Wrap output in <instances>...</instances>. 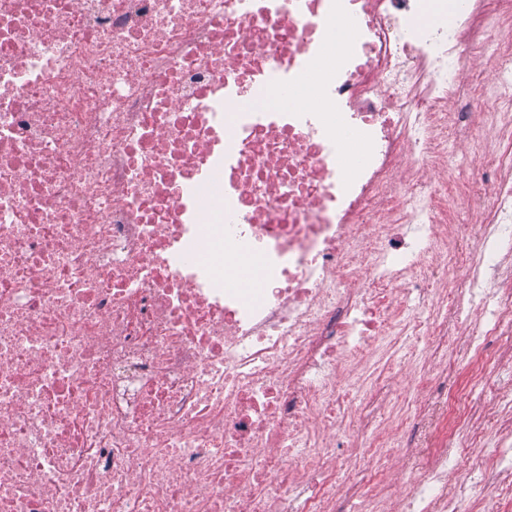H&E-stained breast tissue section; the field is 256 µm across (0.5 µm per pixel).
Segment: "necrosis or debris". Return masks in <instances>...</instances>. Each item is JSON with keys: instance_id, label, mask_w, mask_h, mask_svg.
<instances>
[{"instance_id": "necrosis-or-debris-1", "label": "necrosis or debris", "mask_w": 512, "mask_h": 512, "mask_svg": "<svg viewBox=\"0 0 512 512\" xmlns=\"http://www.w3.org/2000/svg\"><path fill=\"white\" fill-rule=\"evenodd\" d=\"M450 12L0 0V512H385L387 474L338 480L365 456L401 462L421 512H512V398L492 419L472 395L512 363V0ZM476 95L495 148L449 169L457 142L479 152ZM488 277L466 381L432 397L413 376L402 438L370 409L404 361L357 368L376 343L447 345Z\"/></svg>"}]
</instances>
